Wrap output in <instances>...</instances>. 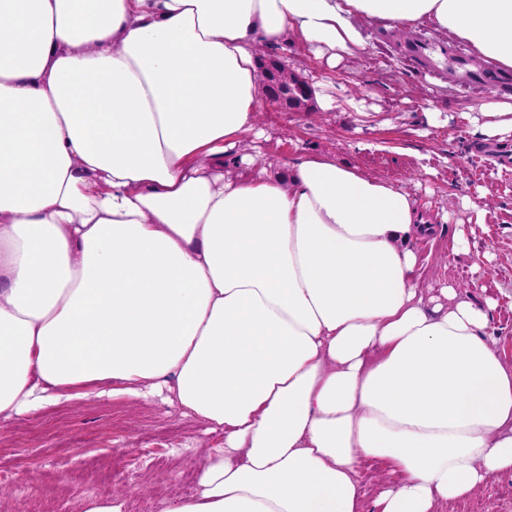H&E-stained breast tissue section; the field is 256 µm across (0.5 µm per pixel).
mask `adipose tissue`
I'll list each match as a JSON object with an SVG mask.
<instances>
[{
  "instance_id": "1",
  "label": "adipose tissue",
  "mask_w": 512,
  "mask_h": 512,
  "mask_svg": "<svg viewBox=\"0 0 512 512\" xmlns=\"http://www.w3.org/2000/svg\"><path fill=\"white\" fill-rule=\"evenodd\" d=\"M430 21L512 70V0H0V418L164 386L224 442L169 512H436L512 472L488 307L427 308L401 188L243 155L257 50Z\"/></svg>"
}]
</instances>
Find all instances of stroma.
I'll use <instances>...</instances> for the list:
<instances>
[{"label": "stroma", "mask_w": 512, "mask_h": 512, "mask_svg": "<svg viewBox=\"0 0 512 512\" xmlns=\"http://www.w3.org/2000/svg\"><path fill=\"white\" fill-rule=\"evenodd\" d=\"M363 34L368 52L334 66L295 37L261 51L335 104L325 110L315 101L297 112L264 97L256 129L282 161L328 155L408 192L419 223L434 227L412 243L421 288L454 284L479 304L495 297L489 340L512 363V166L488 163L475 133L480 105L512 95V83L471 93L462 70L435 74L405 56L407 42L433 36L426 21ZM222 441L164 393L106 392L0 419V472L11 478L0 488V512H31L52 479L64 487L55 512H83L88 498L103 495L122 512H160L168 496L153 463L195 469L202 449Z\"/></svg>", "instance_id": "obj_1"}]
</instances>
